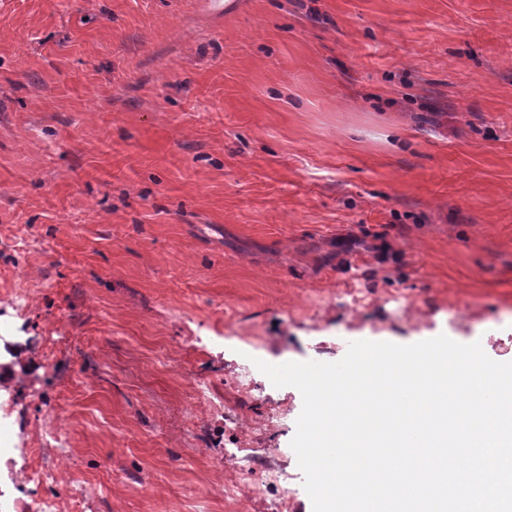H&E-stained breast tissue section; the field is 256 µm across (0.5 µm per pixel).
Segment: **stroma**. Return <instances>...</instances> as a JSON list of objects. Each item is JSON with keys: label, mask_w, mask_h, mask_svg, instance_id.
Wrapping results in <instances>:
<instances>
[{"label": "stroma", "mask_w": 512, "mask_h": 512, "mask_svg": "<svg viewBox=\"0 0 512 512\" xmlns=\"http://www.w3.org/2000/svg\"><path fill=\"white\" fill-rule=\"evenodd\" d=\"M0 322L62 512H265L225 501L250 464L191 387L238 412L245 355L512 361V0H0ZM254 394L289 447L300 391Z\"/></svg>", "instance_id": "obj_1"}]
</instances>
